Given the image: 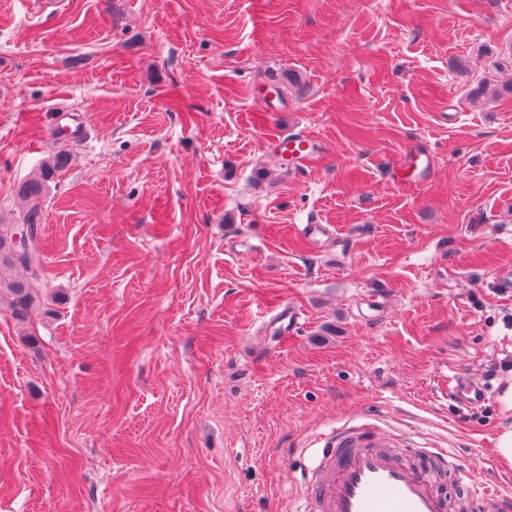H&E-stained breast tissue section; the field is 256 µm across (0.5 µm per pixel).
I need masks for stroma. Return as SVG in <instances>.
<instances>
[{
	"label": "stroma",
	"instance_id": "1",
	"mask_svg": "<svg viewBox=\"0 0 512 512\" xmlns=\"http://www.w3.org/2000/svg\"><path fill=\"white\" fill-rule=\"evenodd\" d=\"M43 2L0 0V213L69 156L42 302L0 301V512H291L348 420L512 493V94L468 97L512 78V0ZM317 146L316 141L303 136L290 137L285 142V148L288 150V155L295 168L306 167L314 157L322 154ZM395 167L400 183L417 185L425 182L432 170L431 153L424 147H414L395 164ZM452 399L464 408L482 405L490 399L491 388L483 381L475 380L464 373L458 374L454 379Z\"/></svg>",
	"mask_w": 512,
	"mask_h": 512
}]
</instances>
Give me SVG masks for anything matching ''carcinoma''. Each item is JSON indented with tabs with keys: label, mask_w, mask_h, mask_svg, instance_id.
I'll list each match as a JSON object with an SVG mask.
<instances>
[{
	"label": "carcinoma",
	"mask_w": 512,
	"mask_h": 512,
	"mask_svg": "<svg viewBox=\"0 0 512 512\" xmlns=\"http://www.w3.org/2000/svg\"><path fill=\"white\" fill-rule=\"evenodd\" d=\"M67 162L66 154L53 155L38 176L19 186V193L26 201L25 209L9 217L0 215V289L9 295L11 313L19 322L25 320L31 307L40 303V296L30 287V281L39 278L44 270L39 238L42 200L48 182ZM16 271L23 272L27 278L14 275Z\"/></svg>",
	"instance_id": "carcinoma-1"
}]
</instances>
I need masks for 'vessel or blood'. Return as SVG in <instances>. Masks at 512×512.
I'll return each mask as SVG.
<instances>
[{
    "instance_id": "b4317fda",
    "label": "vessel or blood",
    "mask_w": 512,
    "mask_h": 512,
    "mask_svg": "<svg viewBox=\"0 0 512 512\" xmlns=\"http://www.w3.org/2000/svg\"><path fill=\"white\" fill-rule=\"evenodd\" d=\"M285 147L294 167L303 168L319 154L317 143L303 136L288 138ZM432 156L421 146L396 164L399 182H425ZM454 402L471 408L489 400L486 383L458 374ZM393 435L371 424L333 429L315 463L306 470V491L299 512H450L441 476L455 469L446 449H408L399 456Z\"/></svg>"
}]
</instances>
